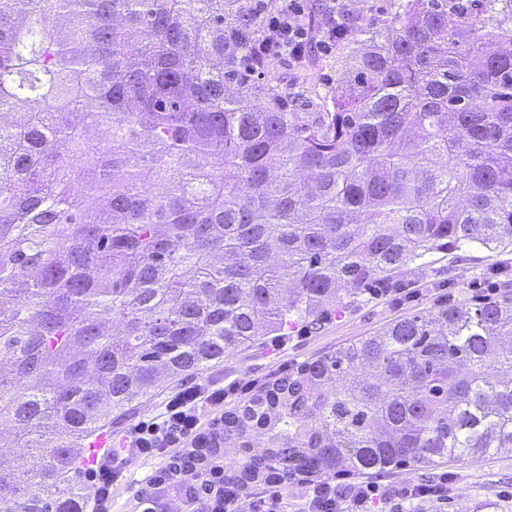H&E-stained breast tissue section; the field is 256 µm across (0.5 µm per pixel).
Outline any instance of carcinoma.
<instances>
[{
    "instance_id": "carcinoma-1",
    "label": "carcinoma",
    "mask_w": 512,
    "mask_h": 512,
    "mask_svg": "<svg viewBox=\"0 0 512 512\" xmlns=\"http://www.w3.org/2000/svg\"><path fill=\"white\" fill-rule=\"evenodd\" d=\"M260 0H0V512H84V438L427 256L512 247V0L347 10L256 81ZM107 130L99 148L85 135ZM345 293H340V286ZM193 463L249 494L512 451V290L264 383Z\"/></svg>"
}]
</instances>
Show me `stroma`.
Segmentation results:
<instances>
[{
    "label": "stroma",
    "mask_w": 512,
    "mask_h": 512,
    "mask_svg": "<svg viewBox=\"0 0 512 512\" xmlns=\"http://www.w3.org/2000/svg\"><path fill=\"white\" fill-rule=\"evenodd\" d=\"M401 286L382 295H369L357 307L336 313L320 328L291 327L288 335L266 336L252 348L225 357L209 370L213 379L238 385L239 391L224 403L233 410L247 402L262 383L376 334L391 322L439 306L476 302L512 285V249L489 253L465 247L420 266L409 265L400 276ZM431 478L447 481L443 502L411 504V512H512V453L475 463L434 468H401L376 475L377 483L397 491Z\"/></svg>",
    "instance_id": "1"
}]
</instances>
